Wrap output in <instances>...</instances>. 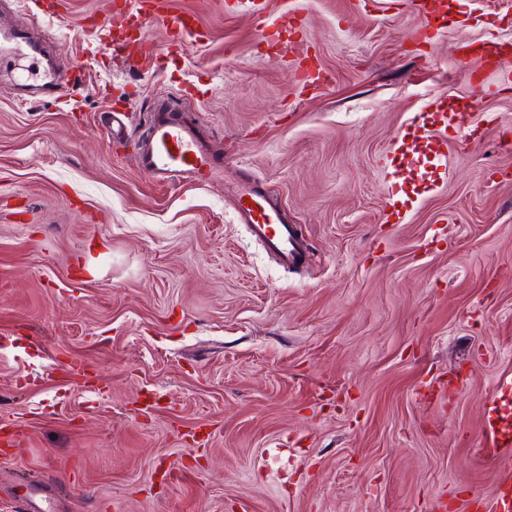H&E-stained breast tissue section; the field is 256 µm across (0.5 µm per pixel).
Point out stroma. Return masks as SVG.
<instances>
[{"instance_id":"obj_1","label":"stroma","mask_w":512,"mask_h":512,"mask_svg":"<svg viewBox=\"0 0 512 512\" xmlns=\"http://www.w3.org/2000/svg\"><path fill=\"white\" fill-rule=\"evenodd\" d=\"M0 0L40 39L70 102L0 74V512H485L512 450H492L486 400L512 387V56L470 67L460 48L512 42V0H444L425 44L396 0H266L262 35L240 0H161L160 22L96 27L113 0ZM304 19L303 31L287 22ZM152 43L134 67L119 34ZM328 75L303 86L294 63ZM189 101L224 152V180L162 185L134 143L158 99ZM461 112L447 160L397 148L430 101ZM131 116L110 145L104 113ZM252 179L309 247L275 264L240 224ZM72 360L87 389L57 374ZM205 428L206 445L183 432ZM183 477L167 482V467ZM138 11L143 21L161 20L166 28L171 45H182L188 37L193 35V20L189 16L163 15L160 12V1L137 0Z\"/></svg>"}]
</instances>
